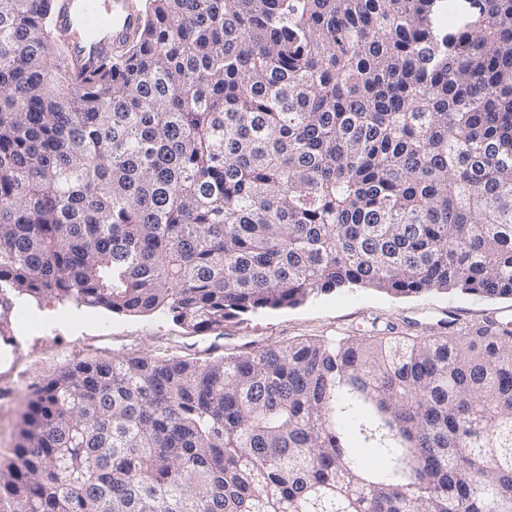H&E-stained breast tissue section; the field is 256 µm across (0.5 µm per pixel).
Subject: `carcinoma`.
Listing matches in <instances>:
<instances>
[{"label":"carcinoma","instance_id":"obj_1","mask_svg":"<svg viewBox=\"0 0 512 512\" xmlns=\"http://www.w3.org/2000/svg\"><path fill=\"white\" fill-rule=\"evenodd\" d=\"M148 0L86 74L0 0V292L191 333L341 288L512 299V0ZM79 361L0 512H512V330Z\"/></svg>","mask_w":512,"mask_h":512}]
</instances>
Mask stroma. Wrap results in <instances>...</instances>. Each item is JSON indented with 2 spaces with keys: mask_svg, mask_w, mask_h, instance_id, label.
<instances>
[{
  "mask_svg": "<svg viewBox=\"0 0 512 512\" xmlns=\"http://www.w3.org/2000/svg\"><path fill=\"white\" fill-rule=\"evenodd\" d=\"M56 314L52 323L26 332V345L14 363L12 396L0 404V461L12 459L22 415L34 393L62 368L80 360L149 354L205 360L220 355L281 346L305 337L341 339L368 335L367 321L392 323L410 333L451 321L456 327L491 319L512 321V299H478L447 292L395 298L366 288L336 290L286 309L246 314L226 323L223 332L197 335L166 314L124 315L101 307L37 299L31 313Z\"/></svg>",
  "mask_w": 512,
  "mask_h": 512,
  "instance_id": "obj_1",
  "label": "stroma"
}]
</instances>
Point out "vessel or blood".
Listing matches in <instances>:
<instances>
[{"label": "vessel or blood", "mask_w": 512, "mask_h": 512, "mask_svg": "<svg viewBox=\"0 0 512 512\" xmlns=\"http://www.w3.org/2000/svg\"><path fill=\"white\" fill-rule=\"evenodd\" d=\"M140 23V15L127 0H68L54 18L72 61L88 71L108 61L114 48Z\"/></svg>", "instance_id": "obj_1"}]
</instances>
